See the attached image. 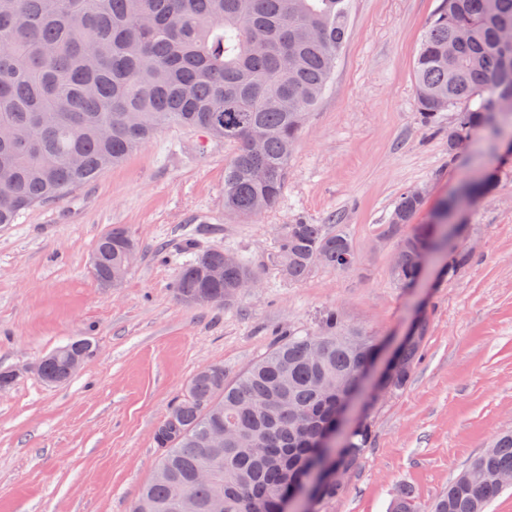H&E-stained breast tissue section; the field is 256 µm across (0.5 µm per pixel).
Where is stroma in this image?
<instances>
[{
    "label": "stroma",
    "mask_w": 512,
    "mask_h": 512,
    "mask_svg": "<svg viewBox=\"0 0 512 512\" xmlns=\"http://www.w3.org/2000/svg\"><path fill=\"white\" fill-rule=\"evenodd\" d=\"M438 4L351 0L336 72L283 195L259 216L224 212L231 147L170 126L122 165L0 226V370L76 338L96 346L65 384L27 373L0 389V512H131L158 461L154 432L190 378L220 363L235 380L277 337L316 330L330 308L389 351L419 321L428 332L401 394L349 410L348 424L368 423L373 439L325 512H391L402 488L427 505L512 430V112L500 115V134L475 130L454 155L452 113L434 129L422 122L413 61ZM480 170L494 171L495 187L464 208L453 238L470 263L449 272L443 251L414 286L401 284L386 232L399 194L421 191L424 224ZM298 216L340 224L354 266L286 279L271 256ZM115 226L138 253L108 289L91 255ZM213 248L245 258L256 288L230 305L183 304L182 267Z\"/></svg>",
    "instance_id": "35a3bbf8"
}]
</instances>
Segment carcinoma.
<instances>
[{
  "label": "carcinoma",
  "mask_w": 512,
  "mask_h": 512,
  "mask_svg": "<svg viewBox=\"0 0 512 512\" xmlns=\"http://www.w3.org/2000/svg\"><path fill=\"white\" fill-rule=\"evenodd\" d=\"M350 0H0V226L23 211L61 198L122 162L164 126L200 131L233 148L224 167V211L249 219L276 205L288 163L309 112L331 82L348 32ZM512 0H442L413 64L416 103L423 122L436 127L455 112L448 154L455 141L495 124L500 102L512 99ZM481 173L445 201L438 221L413 224L424 205L405 191L387 232L400 236L396 277L405 284L421 274L418 258L448 246V214L460 202L492 190ZM134 241L114 228L96 243L94 274L104 283L125 268ZM291 281L318 265L345 270L356 256L339 229L303 218L286 225L273 256ZM224 261L211 249L183 267L179 301L229 304L235 286L251 275L236 259L224 279L209 267ZM427 323L405 343L387 382L395 393L410 383L421 359ZM69 356L46 358L48 384L70 379L69 358L83 361L95 344H65ZM377 351V342L350 330L330 309L317 332L277 341L236 381L212 364L190 380L183 397L156 429L160 451L153 479L132 512H281L291 478L316 451L314 444ZM222 430L224 447L208 437ZM371 440L367 425L325 449L335 477L321 504L342 493L338 477L359 463ZM512 473V433L499 435L419 510L402 492L393 512H486L508 486L492 475ZM181 487L185 497L175 499Z\"/></svg>",
  "instance_id": "carcinoma-1"
}]
</instances>
